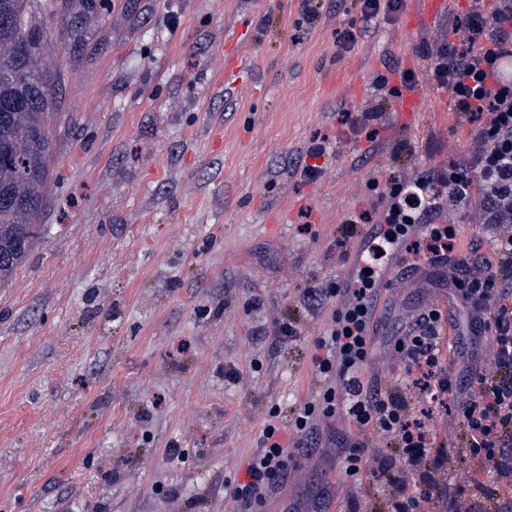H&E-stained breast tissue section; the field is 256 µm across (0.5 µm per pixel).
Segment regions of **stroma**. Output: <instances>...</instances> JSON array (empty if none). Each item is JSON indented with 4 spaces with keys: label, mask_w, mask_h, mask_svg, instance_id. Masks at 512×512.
<instances>
[{
    "label": "stroma",
    "mask_w": 512,
    "mask_h": 512,
    "mask_svg": "<svg viewBox=\"0 0 512 512\" xmlns=\"http://www.w3.org/2000/svg\"><path fill=\"white\" fill-rule=\"evenodd\" d=\"M53 0L43 18L54 155L40 235L0 286V512H233L270 408L294 445L291 412L320 387L314 342L334 303L305 288L354 272L336 255L347 219L380 217L393 182L446 170L476 151L474 123L433 89L415 126L392 117L375 79L425 72L466 9L435 25L406 14L363 26L354 0ZM248 20L249 70L224 91L228 33ZM354 27L341 51L337 34ZM377 110L375 141L344 113ZM331 148L320 176L300 167ZM480 260L494 230L480 205L433 218ZM437 267L396 273L363 375L394 382L386 339L416 309H448ZM295 322L300 337L277 339ZM238 378H229V370ZM339 418L267 506L333 488ZM180 457H171L170 448Z\"/></svg>",
    "instance_id": "obj_1"
}]
</instances>
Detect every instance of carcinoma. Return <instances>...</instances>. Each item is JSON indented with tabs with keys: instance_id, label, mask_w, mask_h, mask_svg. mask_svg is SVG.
<instances>
[{
	"instance_id": "obj_1",
	"label": "carcinoma",
	"mask_w": 512,
	"mask_h": 512,
	"mask_svg": "<svg viewBox=\"0 0 512 512\" xmlns=\"http://www.w3.org/2000/svg\"><path fill=\"white\" fill-rule=\"evenodd\" d=\"M40 0H0V284L38 234L36 215L53 144L50 80L40 67Z\"/></svg>"
}]
</instances>
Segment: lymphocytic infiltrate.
Wrapping results in <instances>:
<instances>
[{"label": "lymphocytic infiltrate", "instance_id": "lymphocytic-infiltrate-1", "mask_svg": "<svg viewBox=\"0 0 512 512\" xmlns=\"http://www.w3.org/2000/svg\"><path fill=\"white\" fill-rule=\"evenodd\" d=\"M511 51L512 0H495L492 13L466 14L459 41H443L425 73L401 70L405 87L447 89L454 112L476 122L479 147L446 173L391 191L382 221L351 216L336 239L338 257L361 226L370 228L353 278L304 291L313 303L334 298L339 306L313 357L325 385L294 411L291 426L304 453L319 427L341 415L352 423L336 485L341 512H366L354 491L364 481L384 492L386 512H512V288L504 283L512 274V80L503 62ZM476 203L497 229L498 261L471 264L454 225L425 221ZM396 251L408 267L447 269L470 341L443 350L442 311L418 310L392 339L400 386L391 389L364 384L361 371L372 353L378 285ZM269 415L244 480L231 485L236 512H259L289 477L291 455L273 422L278 412ZM448 415L456 441L436 443L434 430Z\"/></svg>", "mask_w": 512, "mask_h": 512}]
</instances>
